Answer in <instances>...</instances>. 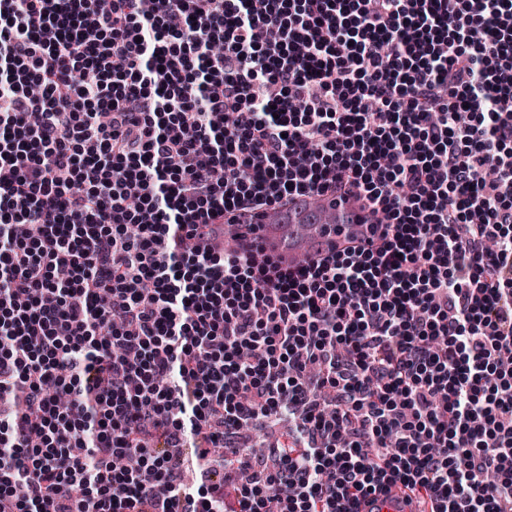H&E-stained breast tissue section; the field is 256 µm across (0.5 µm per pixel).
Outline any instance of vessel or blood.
I'll use <instances>...</instances> for the list:
<instances>
[{"instance_id": "1", "label": "vessel or blood", "mask_w": 512, "mask_h": 512, "mask_svg": "<svg viewBox=\"0 0 512 512\" xmlns=\"http://www.w3.org/2000/svg\"><path fill=\"white\" fill-rule=\"evenodd\" d=\"M369 216L357 202H338L334 197L305 195L297 198L279 218L262 216L257 232L244 226H216L208 240L218 251L236 250L251 255L252 243H260L263 253L284 268L312 260L330 247H344L349 238L358 236L360 225ZM359 512H411L401 487L394 486L377 495L375 500H363Z\"/></svg>"}]
</instances>
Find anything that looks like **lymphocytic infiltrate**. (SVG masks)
<instances>
[{
    "label": "lymphocytic infiltrate",
    "mask_w": 512,
    "mask_h": 512,
    "mask_svg": "<svg viewBox=\"0 0 512 512\" xmlns=\"http://www.w3.org/2000/svg\"><path fill=\"white\" fill-rule=\"evenodd\" d=\"M2 81L0 512H507L512 0H0ZM309 193L378 244L206 246ZM360 512H418L414 505L408 506L401 486L391 487L377 495L374 501L362 500L357 508ZM373 510V511H371Z\"/></svg>",
    "instance_id": "1"
}]
</instances>
